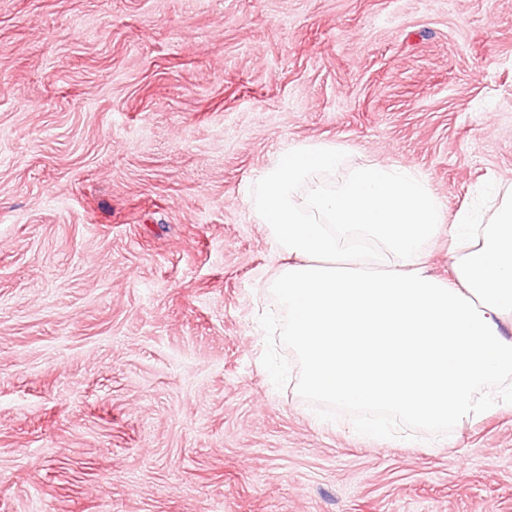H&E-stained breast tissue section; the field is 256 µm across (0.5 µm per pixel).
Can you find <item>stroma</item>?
Returning a JSON list of instances; mask_svg holds the SVG:
<instances>
[{"label": "stroma", "mask_w": 512, "mask_h": 512, "mask_svg": "<svg viewBox=\"0 0 512 512\" xmlns=\"http://www.w3.org/2000/svg\"><path fill=\"white\" fill-rule=\"evenodd\" d=\"M512 187V0H0V512H512V409L299 389L251 204L288 144Z\"/></svg>", "instance_id": "35a3bbf8"}]
</instances>
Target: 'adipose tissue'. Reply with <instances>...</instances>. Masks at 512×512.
<instances>
[{
	"label": "adipose tissue",
	"instance_id": "adipose-tissue-1",
	"mask_svg": "<svg viewBox=\"0 0 512 512\" xmlns=\"http://www.w3.org/2000/svg\"><path fill=\"white\" fill-rule=\"evenodd\" d=\"M253 210L289 263L275 292L306 396L400 422L461 425L512 395V193L489 221L440 199L411 168L285 147L255 177ZM448 280L426 259L439 236Z\"/></svg>",
	"mask_w": 512,
	"mask_h": 512
}]
</instances>
